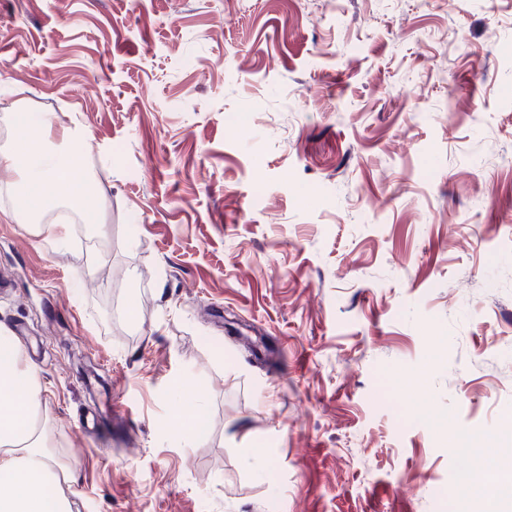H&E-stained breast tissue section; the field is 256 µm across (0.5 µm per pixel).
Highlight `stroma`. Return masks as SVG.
Returning a JSON list of instances; mask_svg holds the SVG:
<instances>
[{
    "instance_id": "obj_1",
    "label": "stroma",
    "mask_w": 512,
    "mask_h": 512,
    "mask_svg": "<svg viewBox=\"0 0 512 512\" xmlns=\"http://www.w3.org/2000/svg\"><path fill=\"white\" fill-rule=\"evenodd\" d=\"M3 103L102 196L53 243L0 180L72 512H512L456 477L512 456V0H0ZM173 427L181 434L193 438L202 436L205 430L200 413L189 406L176 416Z\"/></svg>"
}]
</instances>
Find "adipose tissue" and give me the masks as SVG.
Wrapping results in <instances>:
<instances>
[{"label": "adipose tissue", "instance_id": "ef3b65f1", "mask_svg": "<svg viewBox=\"0 0 512 512\" xmlns=\"http://www.w3.org/2000/svg\"><path fill=\"white\" fill-rule=\"evenodd\" d=\"M29 113L15 115L17 148L0 152V166L19 172L22 204L18 209L35 233L53 241L65 240L64 224L41 222V214L60 197L61 186L70 189V200L85 223L101 231L97 218L100 189L83 169L71 165L87 147L89 135L79 128L61 133L69 160H61L44 147H28ZM41 390L34 372L23 363L19 344L0 325V512H71L66 499L49 494V487L69 480V471L50 452L40 425Z\"/></svg>", "mask_w": 512, "mask_h": 512}]
</instances>
